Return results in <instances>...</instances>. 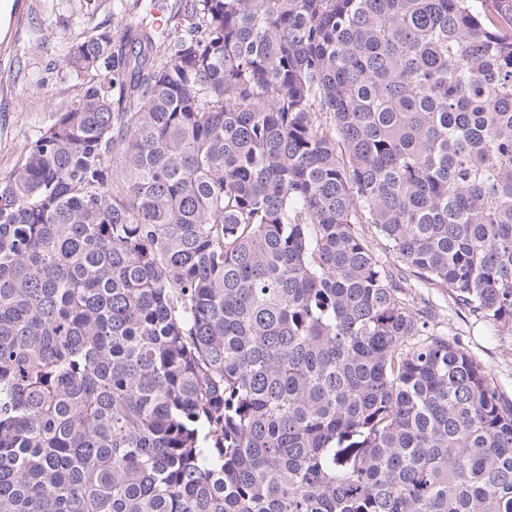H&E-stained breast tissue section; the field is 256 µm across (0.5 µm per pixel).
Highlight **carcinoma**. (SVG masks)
<instances>
[{
  "label": "carcinoma",
  "instance_id": "cac0c4a2",
  "mask_svg": "<svg viewBox=\"0 0 512 512\" xmlns=\"http://www.w3.org/2000/svg\"><path fill=\"white\" fill-rule=\"evenodd\" d=\"M61 68L0 174V512H512V404L404 294L512 330V0H194Z\"/></svg>",
  "mask_w": 512,
  "mask_h": 512
}]
</instances>
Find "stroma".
I'll return each instance as SVG.
<instances>
[{"label": "stroma", "mask_w": 512, "mask_h": 512, "mask_svg": "<svg viewBox=\"0 0 512 512\" xmlns=\"http://www.w3.org/2000/svg\"><path fill=\"white\" fill-rule=\"evenodd\" d=\"M121 0H15L8 30L0 36V172L11 169L23 147L64 106L74 80L60 66L64 39L102 26L122 30ZM449 335L484 367L512 403V332L497 331L461 311L444 288H415Z\"/></svg>", "instance_id": "35a3bbf8"}]
</instances>
